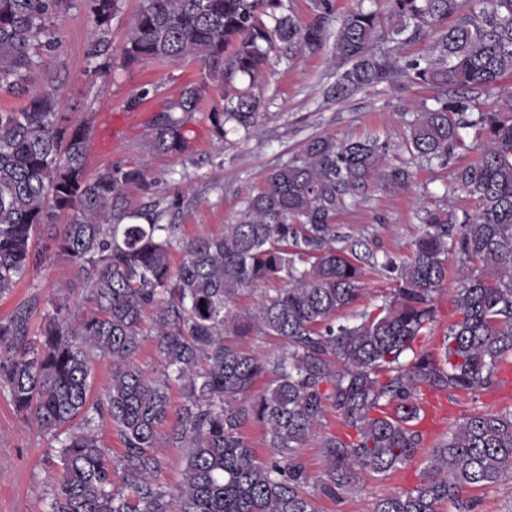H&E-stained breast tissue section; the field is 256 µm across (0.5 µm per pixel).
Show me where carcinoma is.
Listing matches in <instances>:
<instances>
[{
	"mask_svg": "<svg viewBox=\"0 0 512 512\" xmlns=\"http://www.w3.org/2000/svg\"><path fill=\"white\" fill-rule=\"evenodd\" d=\"M123 0H87L88 57L108 54L107 36ZM71 0H0V95H23L19 110L0 111V297L30 268L38 230L54 255L87 287L92 308L80 315L67 297L45 311L40 333L30 312L0 320V392L27 426L57 444L47 460L44 512H319L320 495L336 500L356 491L360 473L385 477L412 463L423 443L415 427L427 392H478L512 362V0H390L395 37L427 33L434 46L407 68L438 89L407 123L406 147L444 165L475 128L478 157L458 167L448 192L478 200L473 215L423 209V230L412 254L378 260L372 243L336 231V215L362 199L369 186L408 188L412 173L388 167V142L366 137L338 144L308 140L300 157L269 173L266 186L245 200L224 235L184 240L166 210L130 212L125 190L153 185L144 166L87 172L92 124L74 126L56 112L53 97L29 88L43 56L60 48L52 18ZM301 26L283 0H141L121 50L133 65L193 58L200 78L184 86L151 121V144L182 153L189 117L209 82L228 86L253 78L279 43L315 53L333 38L332 56L348 65L333 86L343 100L388 81L392 57L374 52L381 21L358 8L330 36L331 0H314ZM496 90L492 112L477 95ZM259 101L245 89L210 113L219 135L258 125ZM66 213L70 221L53 223ZM183 259L171 262L174 246ZM455 252L459 317L441 347L418 340L434 322V301L448 280ZM394 282L375 313L336 325V314L359 297L368 263ZM269 287L244 315L232 310L241 291ZM153 312L152 333L162 366L154 376L135 355L144 338L142 316ZM248 336H276L284 347L271 358L247 349ZM112 363V382L94 399L93 363ZM273 380L259 395L254 386ZM181 404L173 408L170 389ZM356 433L346 443L321 439L322 475L308 472L300 448L316 434L327 407ZM107 420L124 445L112 459L96 435ZM170 423L168 443L186 449L182 481H160L167 458L156 451L157 430ZM262 426L272 453L259 457L243 428ZM512 479V411L471 414L432 450L410 491L380 499L374 512H469L464 494Z\"/></svg>",
	"mask_w": 512,
	"mask_h": 512,
	"instance_id": "1",
	"label": "carcinoma"
}]
</instances>
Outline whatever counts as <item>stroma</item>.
<instances>
[{"label":"stroma","mask_w":512,"mask_h":512,"mask_svg":"<svg viewBox=\"0 0 512 512\" xmlns=\"http://www.w3.org/2000/svg\"><path fill=\"white\" fill-rule=\"evenodd\" d=\"M138 4L139 0H125L109 35L112 66L96 73L88 58L86 3L72 0L68 11L53 19L61 40L58 54L47 56L45 64L31 74L32 87L55 88L56 109L71 122L92 118L88 172L112 165L149 169L151 192L129 185L125 192L128 210H142L157 202L167 204L171 210L163 221L178 225L181 237L221 235L225 225L235 221L248 194L265 186L269 172L299 157L311 137L329 136L340 143L366 137L389 140L387 166L406 167L413 173L407 189H369L359 204L336 218L341 233L373 242L377 256L398 261L410 255L422 230L423 207L446 208L460 216L474 213L473 197L447 191L452 169L477 154L474 130H463L464 145L454 150L447 165L414 158L404 143L406 124L421 103L431 101L434 89L402 73L392 82L336 101L330 88L339 70L327 48L291 56L282 49H272L267 66L251 83L261 101V117L253 133L224 138L215 133L209 114L214 106L223 104L226 90L213 83L189 125L187 151L178 156L154 151L150 146L151 116L168 99L177 97L185 83L198 79L201 64L187 58L122 66L119 54ZM147 86L155 87V95L134 104V97ZM392 289V281L380 268H367L359 298L353 307L337 314V323L355 322L380 305ZM61 295L69 298L73 308L86 309L85 286L71 265L54 256H42L37 267L9 295L0 298V319L28 308L32 311L30 329L38 331L48 300ZM444 401L447 412L434 422L412 465L387 477L362 474L357 492L336 500L318 499L320 512H374L379 499L415 487L434 446L466 416L480 411H512V393H499L494 386L473 394L458 392L445 396ZM329 435L346 441L354 436L331 408L325 412L317 437L299 451L312 474L325 469L320 440ZM52 452L51 441L28 428L8 397L0 394V512H43L48 474L43 461Z\"/></svg>","instance_id":"obj_1"}]
</instances>
